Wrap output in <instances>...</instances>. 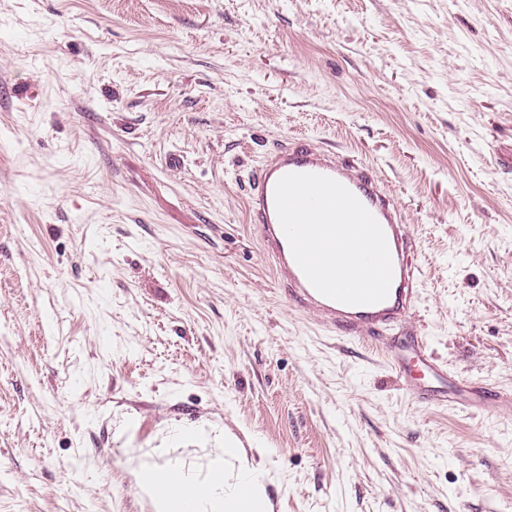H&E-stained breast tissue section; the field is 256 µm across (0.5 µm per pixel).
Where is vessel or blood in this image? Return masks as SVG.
I'll use <instances>...</instances> for the list:
<instances>
[{
    "mask_svg": "<svg viewBox=\"0 0 512 512\" xmlns=\"http://www.w3.org/2000/svg\"><path fill=\"white\" fill-rule=\"evenodd\" d=\"M290 173L317 174L345 186L380 224L391 255L393 278L387 298L369 305H348L319 293L297 264L282 230L275 207V187ZM249 220L257 227L267 256L272 260L278 280L284 286L294 308L311 314L327 330L347 339H361L385 331H395L387 346V358L404 380H411L414 368H422L436 380L431 389L416 388V396L425 402L450 405L477 414L487 408L483 397L468 384L449 375L438 362L423 337L410 329L417 297L418 268L412 256V242L401 211L390 196L384 181L363 162L335 151L314 146L304 140L281 144L264 157L252 178L248 195ZM189 470L182 455L162 454L132 474L131 488L136 494L159 493L169 470ZM224 482V462L210 463L185 493L186 512H213L205 503L209 488Z\"/></svg>",
    "mask_w": 512,
    "mask_h": 512,
    "instance_id": "b4317fda",
    "label": "vessel or blood"
}]
</instances>
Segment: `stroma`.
I'll use <instances>...</instances> for the list:
<instances>
[{
  "mask_svg": "<svg viewBox=\"0 0 512 512\" xmlns=\"http://www.w3.org/2000/svg\"><path fill=\"white\" fill-rule=\"evenodd\" d=\"M294 137L386 181L413 325L512 397V0H0V512H147L102 458L193 419L275 512H512V422L290 308L245 198Z\"/></svg>",
  "mask_w": 512,
  "mask_h": 512,
  "instance_id": "stroma-1",
  "label": "stroma"
}]
</instances>
